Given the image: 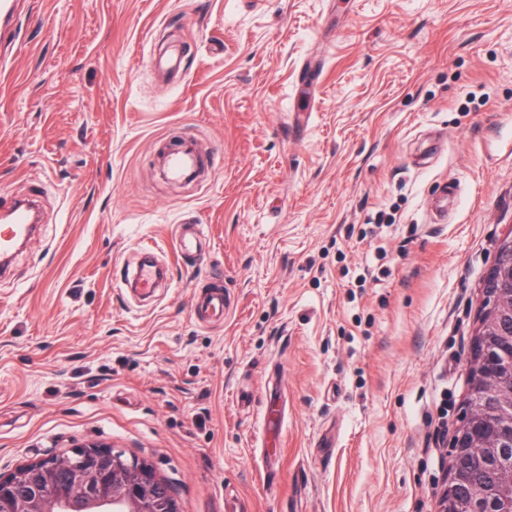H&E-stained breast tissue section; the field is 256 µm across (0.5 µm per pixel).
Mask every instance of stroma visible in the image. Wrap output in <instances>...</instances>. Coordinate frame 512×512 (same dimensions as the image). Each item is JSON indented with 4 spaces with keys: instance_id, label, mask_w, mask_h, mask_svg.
Masks as SVG:
<instances>
[{
    "instance_id": "obj_1",
    "label": "stroma",
    "mask_w": 512,
    "mask_h": 512,
    "mask_svg": "<svg viewBox=\"0 0 512 512\" xmlns=\"http://www.w3.org/2000/svg\"><path fill=\"white\" fill-rule=\"evenodd\" d=\"M22 2L0 203L42 192L43 222L0 270V474L96 443L179 512H440L512 235V0ZM146 253L143 298L116 282ZM199 159V156L191 150L180 149L172 152L168 156L167 173L173 179H180L197 164ZM495 265V264H494ZM491 267L489 272L487 273L484 281V292H485V300L484 304H486L485 313L488 316L492 315L497 306L503 305V301L505 299L504 294L502 293V288H505L507 282V288H511L512 291V270L509 269L507 273L501 271L498 273L497 277L493 278V268ZM216 283L213 286L202 290L197 298L196 315L198 322L204 325H211L224 321V313L227 314L229 307L226 303L224 293V277L217 273L213 276Z\"/></svg>"
}]
</instances>
